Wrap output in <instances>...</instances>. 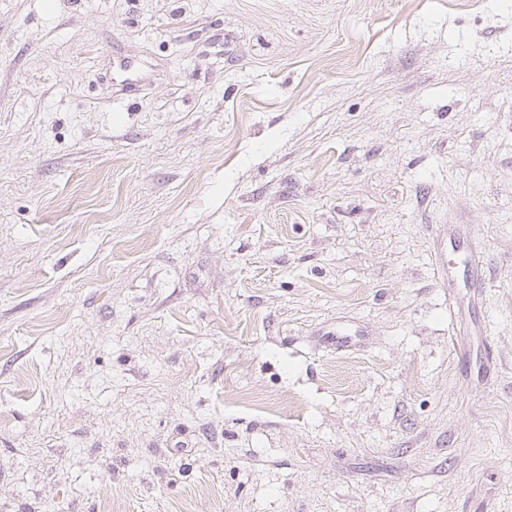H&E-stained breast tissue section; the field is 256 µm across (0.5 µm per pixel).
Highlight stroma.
Wrapping results in <instances>:
<instances>
[{
    "instance_id": "35a3bbf8",
    "label": "stroma",
    "mask_w": 512,
    "mask_h": 512,
    "mask_svg": "<svg viewBox=\"0 0 512 512\" xmlns=\"http://www.w3.org/2000/svg\"><path fill=\"white\" fill-rule=\"evenodd\" d=\"M107 506L512 512V0H0V512ZM447 249L455 259L446 260L439 266L441 281L448 285V281L462 280L466 287L481 288L485 282V270L479 252L451 238ZM331 334L332 336H327V342L336 351L349 350L368 336L365 328L355 323H340L336 326V333Z\"/></svg>"
}]
</instances>
